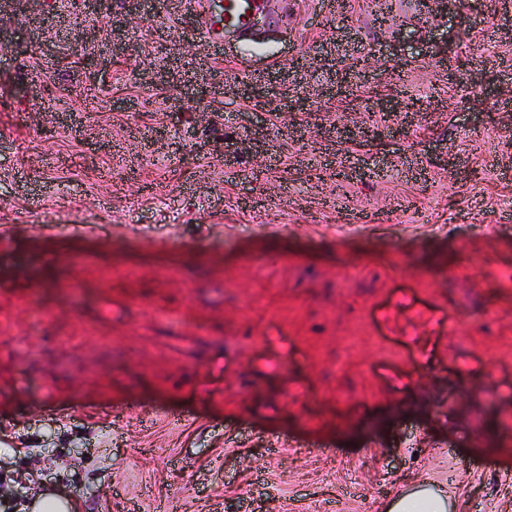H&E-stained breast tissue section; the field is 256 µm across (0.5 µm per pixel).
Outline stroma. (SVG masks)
Returning a JSON list of instances; mask_svg holds the SVG:
<instances>
[{"mask_svg":"<svg viewBox=\"0 0 512 512\" xmlns=\"http://www.w3.org/2000/svg\"><path fill=\"white\" fill-rule=\"evenodd\" d=\"M154 2L0 54V512H512V0ZM260 0H225L224 14L208 16L204 41H215L224 37V31L245 32L251 27L254 14L263 8ZM446 497L441 492L423 490L419 493L402 496L389 505L388 512H445Z\"/></svg>","mask_w":512,"mask_h":512,"instance_id":"obj_1","label":"stroma"}]
</instances>
